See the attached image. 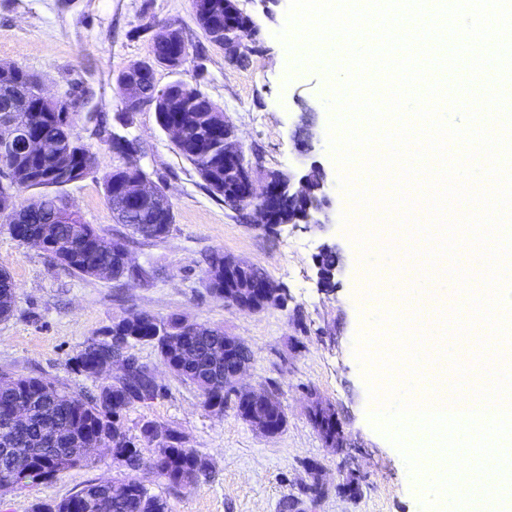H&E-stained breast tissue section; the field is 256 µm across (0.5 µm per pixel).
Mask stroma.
Returning a JSON list of instances; mask_svg holds the SVG:
<instances>
[{
    "mask_svg": "<svg viewBox=\"0 0 512 512\" xmlns=\"http://www.w3.org/2000/svg\"><path fill=\"white\" fill-rule=\"evenodd\" d=\"M288 7L289 0H274L266 8L259 0H245L257 31L246 42L244 59L232 61L200 29L191 0H0V63L22 66L49 95L83 96L84 111L95 115L76 127L95 158L94 171L63 189L76 214L109 233L120 229L103 188L104 174L120 163L109 145L115 133L139 140V164L167 192L174 212L165 238L126 234L132 265L146 275L121 285L64 269L41 249L12 237L0 221V270L10 274L16 295L12 315L0 320V373L43 375L86 393L95 383L73 370V357L128 311L179 315L219 327L251 347L254 360L243 384L274 391L287 424L280 434L265 437L233 409L213 414L196 387L162 365L152 344L131 346L130 354L151 369L160 392L126 411L122 422L128 435L139 439L142 425L154 422L181 433L186 447L210 464L208 475L187 488L139 472L152 492L167 499L170 512H422L425 495L414 474L370 422L371 401L355 343L373 323L363 255L383 247L375 241L363 251L353 243L354 211L343 192L335 194L329 231L302 224L271 232L251 229L179 155L152 107L124 116L119 74L150 57L157 27L171 26L181 31L190 57L177 71L157 67L158 87L178 80L197 87L235 126L245 149L261 155L264 169L284 172L300 162L293 132L295 100L303 98L318 111L316 155L336 171L327 140L334 82L318 67L293 65L278 37ZM328 240L338 245L344 266L331 292L319 287L314 265ZM216 251L261 268L283 288L285 305L256 314L226 307L206 286L205 258ZM316 398L335 410L343 451L327 447L311 423L309 406ZM350 467L366 476L354 497L336 489ZM127 475L111 450L102 449L89 465L38 487L0 491V512H34L35 503L58 501L88 481Z\"/></svg>",
    "mask_w": 512,
    "mask_h": 512,
    "instance_id": "1",
    "label": "stroma"
}]
</instances>
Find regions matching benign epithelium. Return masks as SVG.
I'll return each instance as SVG.
<instances>
[{
	"label": "benign epithelium",
	"instance_id": "obj_1",
	"mask_svg": "<svg viewBox=\"0 0 512 512\" xmlns=\"http://www.w3.org/2000/svg\"><path fill=\"white\" fill-rule=\"evenodd\" d=\"M228 13L243 22L242 27L224 24V51L230 56H242V41L254 31L252 17L240 8V0H228ZM179 31L171 26H161L154 36V44L165 47L163 53L153 52L152 59L141 60L125 70L121 87L125 92L126 109L138 112L148 105L147 96L155 98L162 95L175 96L189 88L182 82H175L163 89H157L155 83V67L164 65L171 69H179L185 62L184 57H176L167 47L177 42ZM317 113L304 105L298 115L294 137L300 144V152L304 156L302 166L294 171H262L261 157L253 151L246 153L243 143L237 138L234 127L224 123V173L234 175V187L224 191V206L236 212L241 223L254 228L271 230L283 224H307L318 229L331 223L334 205L332 192L333 181L327 169L311 157L314 149L313 127ZM126 160L125 169L138 170L137 157L141 150L137 142L126 145L120 152ZM264 173L262 184H257L258 173ZM121 199L128 205L140 208V220L147 224L152 219L151 213L170 205V198L165 191L150 183L146 177L126 181L122 187ZM340 253L334 242H326L316 257V275L318 283L326 286L340 271L341 257H336L337 264L328 268L323 264V257L329 253ZM250 264L224 257V288L233 285L236 277L247 270ZM218 296L224 299L227 307L243 312L257 313L273 306H280L286 301L281 288L269 278H261L255 282L251 294L242 298H232L227 292ZM132 359L126 355L114 354L112 361L101 367V372L124 375L128 372ZM251 361H238L224 369V387L231 388L236 400L243 403L255 423V428L266 436L273 435L268 427L261 424L259 411L272 404L273 398L269 391L259 392L245 390L240 381L245 376ZM320 433L324 442L332 448H339L343 440V430L335 419L323 425Z\"/></svg>",
	"mask_w": 512,
	"mask_h": 512
}]
</instances>
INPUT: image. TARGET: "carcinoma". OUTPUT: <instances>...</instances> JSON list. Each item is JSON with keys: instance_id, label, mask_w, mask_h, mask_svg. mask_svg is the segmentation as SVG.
Returning <instances> with one entry per match:
<instances>
[{"instance_id": "obj_1", "label": "carcinoma", "mask_w": 512, "mask_h": 512, "mask_svg": "<svg viewBox=\"0 0 512 512\" xmlns=\"http://www.w3.org/2000/svg\"><path fill=\"white\" fill-rule=\"evenodd\" d=\"M194 16L207 37L224 44V0H199ZM36 78L16 64H0V104ZM189 97L162 98L155 111L159 125L171 121L182 126L184 141L177 150L197 169L210 189L224 193V128L212 124L214 103L200 90ZM91 114L36 111L32 97L16 99L15 111L0 112V136L12 130L23 131L47 145L38 157L12 154L0 157L8 170L5 196L0 186V204L7 205L13 219L9 223L16 239H43L46 253L59 265L81 276L120 279L126 276L125 246L70 211L61 189L93 173V156L74 126ZM129 177L114 169L103 177L110 208H115L116 184ZM37 189L39 194L26 204L18 203V193ZM207 287L224 288V254L214 252L205 270ZM15 288L10 275L0 271V319L13 312ZM124 336V344L146 342L156 347L161 362L171 373L194 385L206 407L222 413L229 404L224 388V330L206 327L173 315L159 319L145 312L132 311L112 322L102 337L86 342L74 357L75 370L94 381L95 390L79 395L56 384L50 377L3 374L0 376V439L8 448H21L38 466L42 481L68 469L90 463L95 455L91 443L97 439L123 467L131 471L147 469L171 487H188L205 477L207 459L184 446L172 429L152 423L142 428L143 438L153 446L152 457L141 455L121 422L126 410L137 402L155 398L149 369L141 364L128 376L101 381L97 365L112 356V337ZM18 403L29 405L22 423L10 420ZM17 459L0 458V488L13 487ZM35 512H169L166 499L151 492L135 478L91 481L80 490L53 503L40 504Z\"/></svg>"}]
</instances>
